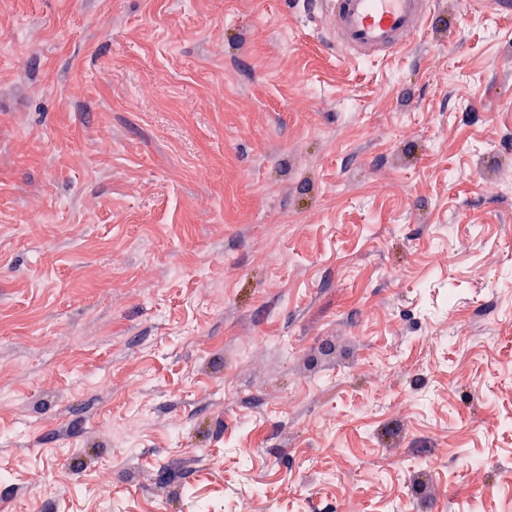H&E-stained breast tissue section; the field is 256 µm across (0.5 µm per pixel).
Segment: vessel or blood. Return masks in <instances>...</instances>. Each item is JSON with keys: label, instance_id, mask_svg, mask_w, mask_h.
<instances>
[{"label": "vessel or blood", "instance_id": "obj_1", "mask_svg": "<svg viewBox=\"0 0 512 512\" xmlns=\"http://www.w3.org/2000/svg\"><path fill=\"white\" fill-rule=\"evenodd\" d=\"M330 46L347 58L398 52L421 28L431 0H320Z\"/></svg>", "mask_w": 512, "mask_h": 512}]
</instances>
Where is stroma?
Wrapping results in <instances>:
<instances>
[{"label": "stroma", "instance_id": "stroma-1", "mask_svg": "<svg viewBox=\"0 0 512 512\" xmlns=\"http://www.w3.org/2000/svg\"><path fill=\"white\" fill-rule=\"evenodd\" d=\"M316 2L0 0V512H512V16ZM328 44L349 59L398 52L421 28L430 0H321Z\"/></svg>", "mask_w": 512, "mask_h": 512}]
</instances>
